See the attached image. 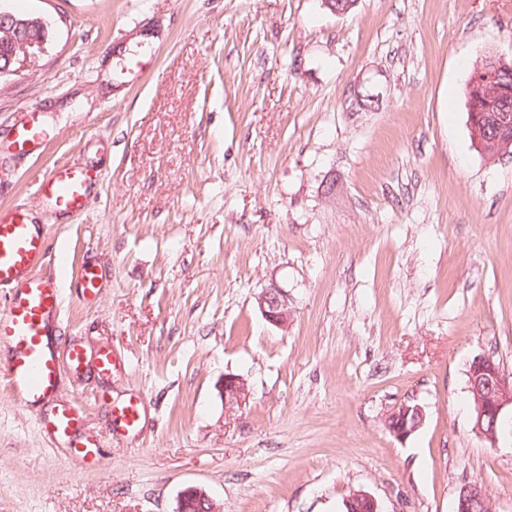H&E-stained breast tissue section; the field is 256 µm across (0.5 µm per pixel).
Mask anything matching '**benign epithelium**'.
Here are the masks:
<instances>
[{
    "mask_svg": "<svg viewBox=\"0 0 512 512\" xmlns=\"http://www.w3.org/2000/svg\"><path fill=\"white\" fill-rule=\"evenodd\" d=\"M0 28L8 29L27 55L39 49L47 41V24L40 18H30L0 8ZM468 92L470 98L499 99L512 94V87L498 82L496 74L485 75L480 69L472 75ZM468 126L471 133L478 129H490L496 134L498 147L491 151L503 155L512 146V113L485 109L479 112L469 109ZM481 151L485 157L491 153ZM288 291L272 283L262 289L257 297L262 317L270 325L284 327L290 319ZM468 391L476 398V408L471 417L472 432L482 441L497 444V424L506 418L507 407H512V383L502 374L499 365L489 356L477 355L470 362L468 371ZM220 396L226 409L241 406L249 397L246 380L239 375H226L220 386ZM426 418L422 406L403 403L388 416L386 427L390 434L402 441L414 434L424 424ZM486 489L478 483L464 485L459 493L458 512H485L488 508ZM351 506L362 512H382L377 500L369 493L358 490L346 498ZM177 512H219L213 499L203 490L189 487L183 491Z\"/></svg>",
    "mask_w": 512,
    "mask_h": 512,
    "instance_id": "7a95c632",
    "label": "benign epithelium"
}]
</instances>
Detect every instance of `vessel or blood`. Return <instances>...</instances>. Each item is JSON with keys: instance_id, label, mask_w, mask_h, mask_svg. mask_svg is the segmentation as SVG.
<instances>
[{"instance_id": "b4317fda", "label": "vessel or blood", "mask_w": 512, "mask_h": 512, "mask_svg": "<svg viewBox=\"0 0 512 512\" xmlns=\"http://www.w3.org/2000/svg\"><path fill=\"white\" fill-rule=\"evenodd\" d=\"M117 70V85H130L139 78L148 59L140 53L124 56ZM45 131L37 112L20 113L12 125L8 146L16 154L40 152ZM97 175L79 164L57 165L37 178L36 193L52 216H70L82 212L90 201ZM48 227L33 211L21 206L0 207V289L8 290L10 299L0 312V348H7V383L12 395L24 406L47 410L41 429L51 442H67L70 456L83 461L98 443L82 430L83 412L79 405L61 399L60 369L51 341L61 316L62 296L54 268L64 264L63 254H51L47 247ZM103 287L94 263H83L79 288L83 298L96 297ZM71 373L81 374L94 366L104 378L117 367L111 350L87 352L81 346L67 351ZM112 429L127 432L139 426L141 411L131 399L111 410Z\"/></svg>"}]
</instances>
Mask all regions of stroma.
<instances>
[{"mask_svg": "<svg viewBox=\"0 0 512 512\" xmlns=\"http://www.w3.org/2000/svg\"><path fill=\"white\" fill-rule=\"evenodd\" d=\"M49 40L0 77V134L37 106L48 145L0 155V205L46 218L34 178L80 161L87 210L48 227L68 263L54 338L111 345V378L63 373L97 461L43 436L0 375V512H176L201 488L221 512H454L482 484L512 512V425L471 431L467 370L512 381V155L471 145L463 89L512 57V0H0ZM152 44L134 85L118 49ZM372 95V106L358 105ZM94 259L109 282L85 302ZM291 320L262 317L270 283ZM246 379L226 410L225 375ZM138 399L113 433L109 406ZM424 407L406 440L387 430ZM79 288L83 298L96 297L103 288V282L97 266L85 261L79 273ZM426 418L422 406L407 403L400 404L388 416L386 427L397 440H405L424 424Z\"/></svg>", "mask_w": 512, "mask_h": 512, "instance_id": "stroma-1", "label": "stroma"}]
</instances>
